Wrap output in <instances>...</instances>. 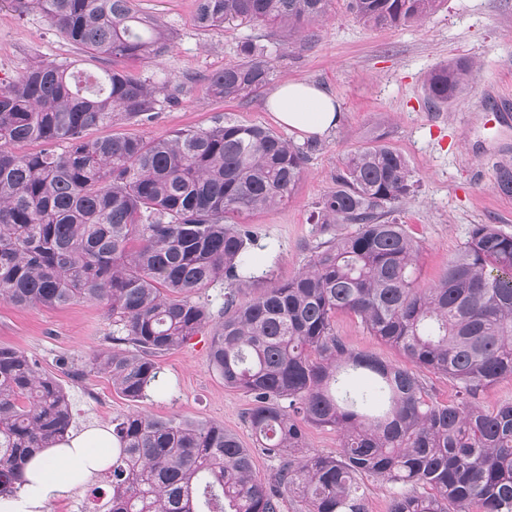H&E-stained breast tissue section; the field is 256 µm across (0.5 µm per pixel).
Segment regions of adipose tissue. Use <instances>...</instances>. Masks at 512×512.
I'll return each instance as SVG.
<instances>
[{
  "label": "adipose tissue",
  "instance_id": "1",
  "mask_svg": "<svg viewBox=\"0 0 512 512\" xmlns=\"http://www.w3.org/2000/svg\"><path fill=\"white\" fill-rule=\"evenodd\" d=\"M266 107L279 124L311 137L325 135L337 121L335 99L306 81L279 85ZM111 446L112 436L102 426L69 434L29 462L18 498H0V512H44L49 499L71 496L111 461Z\"/></svg>",
  "mask_w": 512,
  "mask_h": 512
}]
</instances>
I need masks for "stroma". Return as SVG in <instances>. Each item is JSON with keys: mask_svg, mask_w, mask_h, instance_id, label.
Here are the masks:
<instances>
[{"mask_svg": "<svg viewBox=\"0 0 512 512\" xmlns=\"http://www.w3.org/2000/svg\"><path fill=\"white\" fill-rule=\"evenodd\" d=\"M134 8L166 25L171 43L162 57L129 61L125 68L135 77L179 88L178 100L159 107L148 120L90 128L88 137L160 138L228 118L270 128L306 146V139L268 112V91L226 102L209 94L208 76L238 61L240 45L247 40L266 47L272 86L307 81L329 92L339 105L335 128L319 138V149L309 154L288 200L238 218L258 237L263 286L287 281L306 268L313 247L324 239L312 212L334 187L342 156L375 137L402 153L419 181L417 191L396 205L393 217L421 244L420 285L439 279L473 225L495 224L512 232V196L494 187L497 166L512 163V128H495L492 121L497 106L512 115V0H444L421 21L381 29L354 19L348 0H334L318 37L309 43L284 32L270 35L260 25L201 26L196 0H134ZM37 56L71 60L91 71L112 66L104 57L87 59L38 8L0 0V82L24 73ZM458 59L472 63L473 87L441 109L429 108L428 73ZM335 329L350 349L393 365L404 362L352 314H337ZM111 334L112 322L96 303L22 309L0 301V345L23 350L42 372L59 379L70 396L73 431L108 426L114 417L136 411L219 423L250 449L257 475L268 472L272 462L258 448L245 418L249 397L225 387L210 368L209 332L160 357L166 388L139 402L121 396L107 376L92 373L75 379L66 373L67 364L82 363L109 347ZM111 494L110 484L97 474L71 497L49 500L45 510L101 512Z\"/></svg>", "mask_w": 512, "mask_h": 512, "instance_id": "stroma-1", "label": "stroma"}]
</instances>
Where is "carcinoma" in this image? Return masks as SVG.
Masks as SVG:
<instances>
[{
	"mask_svg": "<svg viewBox=\"0 0 512 512\" xmlns=\"http://www.w3.org/2000/svg\"><path fill=\"white\" fill-rule=\"evenodd\" d=\"M333 0H198L204 27L240 22L307 41ZM443 0H350L365 26L420 21ZM91 58L148 61L169 47L133 0H33ZM241 59L208 79L236 100L272 76L250 40ZM455 61L426 80L439 108L473 87ZM176 90L119 68L100 73L35 58L0 86V301L19 308L99 302L112 347L85 360L131 401L159 380L158 358L211 327L209 364L224 386L253 399L247 420L273 461L260 478L251 451L212 422L132 412L112 419L108 512H367L364 479L393 489L390 512H512V403L486 409L480 391L512 379V233L476 224L438 282L418 283L421 246L387 215L416 190L407 158L378 140L347 152L336 187L312 215L323 230L353 224L316 247L286 282L258 288L255 238L236 218L277 207L297 185L308 153L276 132L224 120L166 137L85 132L140 121ZM40 143L33 152L15 147ZM494 187L512 196V164ZM228 285L215 315L202 300ZM347 312L415 367L443 374L456 400L439 403L419 375L355 352L336 336ZM377 381L359 400L339 375ZM71 402L24 351L0 345V497L13 498L26 464L69 434ZM309 426L339 437L334 453L307 449Z\"/></svg>",
	"mask_w": 512,
	"mask_h": 512,
	"instance_id": "1",
	"label": "carcinoma"
}]
</instances>
